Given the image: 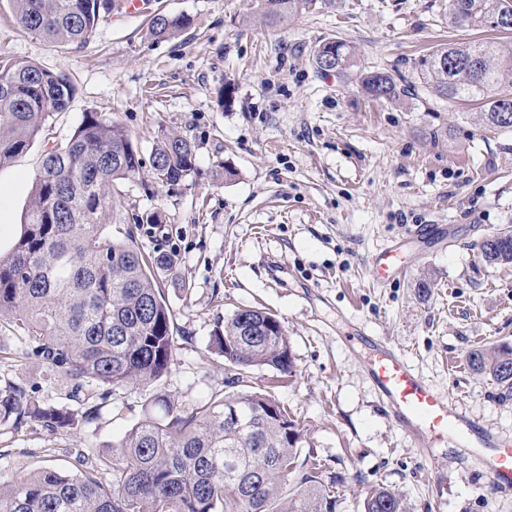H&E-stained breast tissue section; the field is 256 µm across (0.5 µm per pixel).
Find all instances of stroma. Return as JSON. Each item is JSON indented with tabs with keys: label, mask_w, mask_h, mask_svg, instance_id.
<instances>
[{
	"label": "stroma",
	"mask_w": 512,
	"mask_h": 512,
	"mask_svg": "<svg viewBox=\"0 0 512 512\" xmlns=\"http://www.w3.org/2000/svg\"><path fill=\"white\" fill-rule=\"evenodd\" d=\"M122 2L77 48L26 31L11 0H0V57L69 74L76 85L67 109L0 168V253L20 233L46 149L65 145L87 113L112 117L131 132L143 167L117 183L125 221L109 230L117 238L133 230L144 254L180 257L158 276L174 360L159 381L114 391L77 429L53 432L33 418L0 426V480L77 463L111 483L106 459L121 455L122 435L158 398L193 408L235 392L239 372L211 340L225 317L256 307L284 326L294 375L281 384L265 367L239 374L305 426L301 453L321 462L335 512H362L377 486L396 492L404 512H512V490L464 449H446L431 467L380 403L363 350L336 336L354 323L388 338L467 414L512 437V392L467 362L478 346H512V265L487 264L478 249L485 235L512 228V129L491 128L420 74L436 49L484 38L507 48L512 33L449 25L448 0H332L275 25L262 21L259 0H148L136 16L123 15ZM160 12L193 24L157 39L149 20ZM330 38L356 52L346 73L312 61ZM368 69L414 84L416 96L372 98L361 87ZM163 131L195 147L194 172L171 187L157 185L150 168ZM153 211L162 223L152 228L140 218ZM417 224L459 231L427 249L408 245L405 274L374 283V256ZM22 349L1 327L0 388L66 403L65 378Z\"/></svg>",
	"instance_id": "obj_1"
}]
</instances>
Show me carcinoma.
<instances>
[{"instance_id": "cac0c4a2", "label": "carcinoma", "mask_w": 512, "mask_h": 512, "mask_svg": "<svg viewBox=\"0 0 512 512\" xmlns=\"http://www.w3.org/2000/svg\"><path fill=\"white\" fill-rule=\"evenodd\" d=\"M21 26L50 42L84 46L102 14L101 0H12ZM332 0H261V16L276 22ZM448 23L512 31V0H448ZM191 24L185 15L155 14L159 39ZM321 71L343 73L354 63L349 45L329 39L315 46ZM424 83L448 99L478 102L493 128H512V52L473 43L450 45L424 62ZM364 90L393 100L413 86L392 75L366 72ZM75 86L64 73L0 59V167L26 149L52 116L65 110ZM509 114V120L502 119ZM161 185H177L195 169L191 143L162 134L151 157ZM142 168L132 136L100 112L85 115L63 147L45 154L32 186L26 222L11 251L0 255V325L18 332L28 354L41 358L70 382L78 407L42 405L24 389H0V422L34 418L52 431L93 419L92 402L112 391L159 380L172 364L171 310L156 273L179 264L176 253L146 258L132 238L114 239L107 224L121 223L114 183ZM479 252L489 264H512V235L485 236ZM224 361L240 370L266 366L289 376L288 335L275 315L240 308L213 339ZM470 368L512 389V347H477ZM123 436L122 455L109 461L112 484L90 472L54 467L0 481V512H335L336 497L320 464L299 459L304 429L284 407L257 391L215 398L191 411L179 401L157 400ZM237 408L242 428L224 420ZM300 490L285 497L288 477ZM364 512H404L401 499L378 487Z\"/></svg>"}]
</instances>
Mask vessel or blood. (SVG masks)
Returning a JSON list of instances; mask_svg holds the SVG:
<instances>
[{
    "mask_svg": "<svg viewBox=\"0 0 512 512\" xmlns=\"http://www.w3.org/2000/svg\"><path fill=\"white\" fill-rule=\"evenodd\" d=\"M405 245L387 243L376 255L372 275L377 283L395 277L402 267ZM346 343L362 344L365 371L393 419L416 436L431 466H439L444 448H464L474 454L484 473L496 484L512 486V438L472 418L447 392L425 379L406 354L385 338L364 332L346 335Z\"/></svg>",
    "mask_w": 512,
    "mask_h": 512,
    "instance_id": "vessel-or-blood-1",
    "label": "vessel or blood"
}]
</instances>
